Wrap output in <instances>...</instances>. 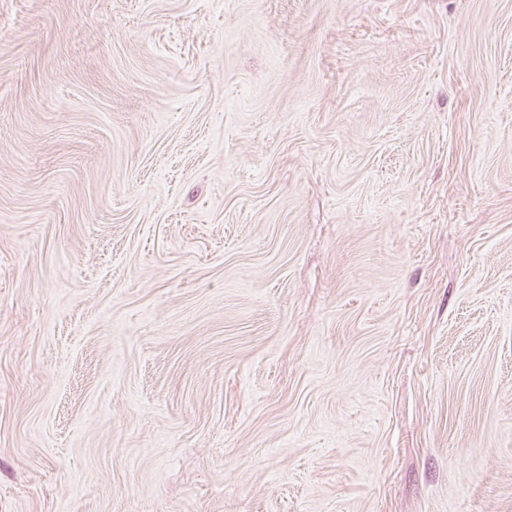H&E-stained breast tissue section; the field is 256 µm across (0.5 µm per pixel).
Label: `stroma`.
Masks as SVG:
<instances>
[{"mask_svg": "<svg viewBox=\"0 0 512 512\" xmlns=\"http://www.w3.org/2000/svg\"><path fill=\"white\" fill-rule=\"evenodd\" d=\"M0 512H512V0H0Z\"/></svg>", "mask_w": 512, "mask_h": 512, "instance_id": "35a3bbf8", "label": "stroma"}]
</instances>
